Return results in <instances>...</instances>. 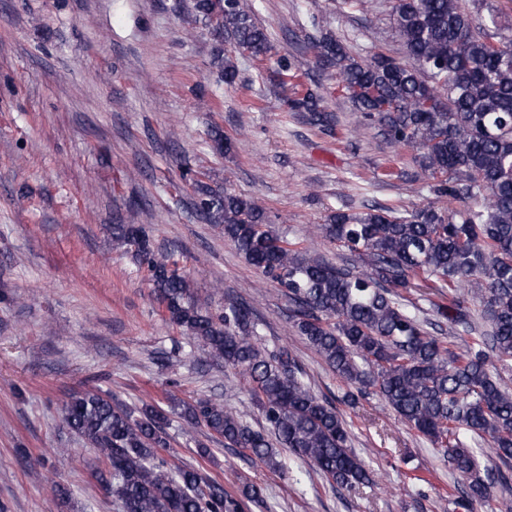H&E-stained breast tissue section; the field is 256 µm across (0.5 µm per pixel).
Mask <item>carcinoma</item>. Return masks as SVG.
Masks as SVG:
<instances>
[{"instance_id":"carcinoma-1","label":"carcinoma","mask_w":512,"mask_h":512,"mask_svg":"<svg viewBox=\"0 0 512 512\" xmlns=\"http://www.w3.org/2000/svg\"><path fill=\"white\" fill-rule=\"evenodd\" d=\"M186 14L210 30L220 82L230 85L239 74L224 42L252 58L271 50L241 0H191ZM391 16L404 60L379 52L363 61L322 34L313 38L316 63L335 74L388 142L412 149L442 206L330 215L317 232L350 253L334 264L276 230L251 200L204 182L206 173L189 168L185 177L201 220L288 296L293 326L348 386L344 402L354 407L374 394L438 448L466 484L459 506L498 487L495 512H512V475L481 464L467 442L486 439L499 459H512V388L490 370L493 357L500 370H512V38L493 14L475 22L460 0H394ZM278 76L293 86L289 111L334 128L320 86L302 82L293 58H279ZM448 200L467 207L450 211ZM138 215L130 204L123 223L112 225L113 243L145 269L171 325L201 343L211 361L247 376L266 422L254 429L243 414L199 398L177 405L185 425L206 428L274 471L284 468L286 449L338 486L376 484L336 404L312 392L288 347H259L243 303L228 301L213 313L177 264L156 256ZM430 281L448 289V303H432L448 322L446 336L433 335L432 322L407 298ZM62 414L95 454L96 479L121 512H252L264 503L261 487L247 479L229 492L199 469L169 464L160 455L169 441L159 405L130 408L87 390L69 396Z\"/></svg>"}]
</instances>
